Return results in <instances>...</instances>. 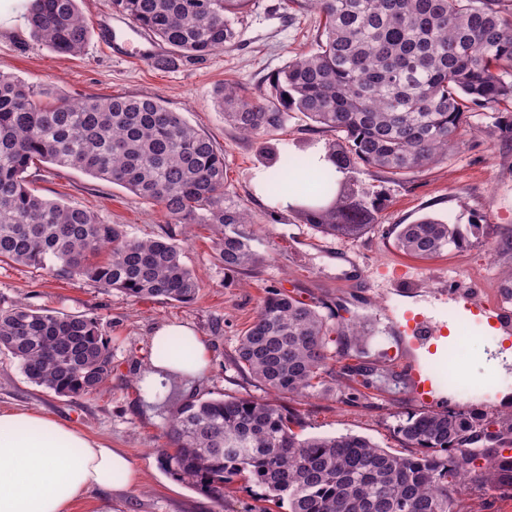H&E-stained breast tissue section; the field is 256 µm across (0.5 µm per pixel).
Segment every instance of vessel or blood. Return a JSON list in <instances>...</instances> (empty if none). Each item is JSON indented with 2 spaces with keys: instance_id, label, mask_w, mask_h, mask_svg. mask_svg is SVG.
Returning <instances> with one entry per match:
<instances>
[{
  "instance_id": "1",
  "label": "vessel or blood",
  "mask_w": 512,
  "mask_h": 512,
  "mask_svg": "<svg viewBox=\"0 0 512 512\" xmlns=\"http://www.w3.org/2000/svg\"><path fill=\"white\" fill-rule=\"evenodd\" d=\"M463 309L472 320L485 321L491 329L512 332V310L503 302L485 300L474 291L465 296ZM397 331L393 350L409 358L405 375L414 400L429 409L445 407L448 395L438 368L447 364L455 346L454 337L448 336L442 324L413 310L402 312Z\"/></svg>"
}]
</instances>
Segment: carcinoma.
<instances>
[{
  "label": "carcinoma",
  "mask_w": 512,
  "mask_h": 512,
  "mask_svg": "<svg viewBox=\"0 0 512 512\" xmlns=\"http://www.w3.org/2000/svg\"><path fill=\"white\" fill-rule=\"evenodd\" d=\"M252 0H112L141 29L185 58L238 42ZM288 19L319 14L312 48L254 88L224 83V122L265 139L301 117L331 134L325 144L337 177L278 167L273 194L305 202L302 223L342 241L379 223L385 199L356 178L365 167L400 181L448 160L473 130V110L512 112V13L502 0H280ZM31 36L77 56L89 39L78 0H32ZM43 162L69 166L120 185L160 207L168 224H208L217 259L229 271H252L256 224L224 181V154L158 97L36 98L33 86L0 74V261L83 277L134 299L188 303L200 289L171 232L130 235L88 210L28 188L26 172ZM404 254L431 259L459 247L456 225L431 216L388 229ZM332 329L317 307L270 290L238 338L235 362L268 391L290 400L328 394L348 377L381 389L388 372L335 368ZM364 349L375 326L352 331ZM0 353L26 378L58 396L91 397L112 380V349L97 320L80 313L0 308ZM302 416L267 398L222 395L180 404L157 449L164 471L217 503L240 481L288 501L289 512H459L476 489L512 496V414L495 431L452 410L417 411L397 426L412 455L359 435L302 437Z\"/></svg>",
  "instance_id": "1"
}]
</instances>
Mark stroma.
Wrapping results in <instances>:
<instances>
[{
  "instance_id": "obj_1",
  "label": "stroma",
  "mask_w": 512,
  "mask_h": 512,
  "mask_svg": "<svg viewBox=\"0 0 512 512\" xmlns=\"http://www.w3.org/2000/svg\"><path fill=\"white\" fill-rule=\"evenodd\" d=\"M276 2L258 0L243 22L237 47L166 67L136 57L139 29L111 0H82L90 37L78 56L57 54L34 41L26 15L0 29V74L71 100L112 95L164 100L222 150L226 182L259 224L253 243L262 258L257 271H229L216 259L209 226L166 225L157 206L77 169L46 163L29 168L38 195L80 206L105 223L124 225L130 235L148 239L173 230L186 264L202 282L198 297L188 303L136 300L83 278L64 280L44 269L0 262V308L20 300L35 309L87 314L97 319L112 348V382L106 392L91 398L45 391L30 383L14 360L0 355V407L44 413L85 430L109 447L125 449L142 474L140 484L126 492H90L72 503L69 512H255L262 506L265 491L255 485L216 503L167 474L157 450L175 403L219 395L266 396V389L232 359L239 336L271 289L317 306L331 327L373 323L378 335L366 350H357L351 336H338L335 346L342 354L336 363L383 367L390 373L385 389L364 390L355 402L347 401L341 390L294 401L304 417L303 436L356 434L406 454L394 429L420 405L404 383L401 361L387 349L395 334L394 315L407 308L442 311L452 335L469 331L464 355L448 367L452 409L481 416L492 431L505 412L501 392L512 391V366L490 383L478 369L481 349L495 344V337L475 323L460 326L456 308L439 307L434 293L475 288L482 297L494 299L512 273V128L500 123L498 113L481 111L473 118L476 134L466 136L465 146L448 162L399 182L361 170L363 186L387 197L380 224L349 242L320 235L291 212L278 209L268 192L257 191L254 177L266 167L262 145L281 156L299 142L324 143L325 134L293 120L264 144L225 124L216 104L224 83L254 87L310 49L317 13L291 21L276 10ZM107 27L112 30L108 40L103 37ZM426 214L459 225L466 233L463 246L417 260L386 237L390 225L410 224ZM171 323L187 325L203 339L211 364L193 383H172L163 399L151 402L139 380L149 364L154 330Z\"/></svg>"
}]
</instances>
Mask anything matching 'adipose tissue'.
<instances>
[{"label": "adipose tissue", "instance_id": "adipose-tissue-1", "mask_svg": "<svg viewBox=\"0 0 512 512\" xmlns=\"http://www.w3.org/2000/svg\"><path fill=\"white\" fill-rule=\"evenodd\" d=\"M208 368L209 351L192 329L167 324L153 335L141 385L152 399L166 383L197 379ZM139 482L122 450L53 417L0 409V512H67L91 491H122Z\"/></svg>", "mask_w": 512, "mask_h": 512}]
</instances>
